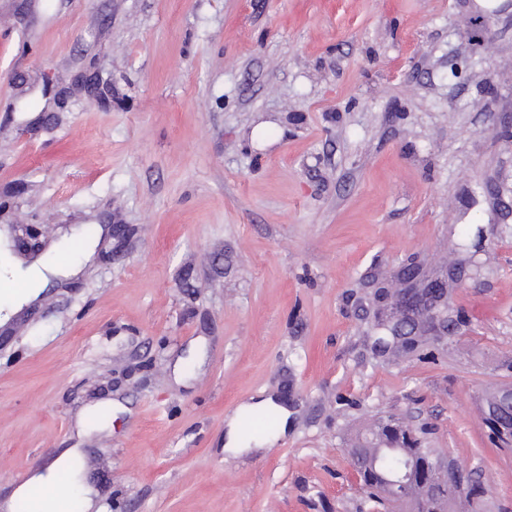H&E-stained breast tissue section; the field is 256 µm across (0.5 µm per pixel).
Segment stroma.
<instances>
[{
    "mask_svg": "<svg viewBox=\"0 0 512 512\" xmlns=\"http://www.w3.org/2000/svg\"><path fill=\"white\" fill-rule=\"evenodd\" d=\"M89 70L107 104L17 138ZM0 204L79 270L0 338V512L67 448L68 512H367L389 414L512 512V0H0ZM466 246L448 338L372 359L369 276ZM260 395L286 434L225 454ZM486 417L493 419L501 432H512V386L500 388L496 397L486 406ZM254 403L247 404L244 406H241L239 409V412L236 413L234 416L230 417L227 422V431H226V440L224 441V452L230 454V455H239L244 452H247L251 450L252 448H249V446H244L242 444L241 438H240V426L238 417L241 415V413L248 409L253 408H272L276 410L279 415L282 417V428L281 433H284L287 431L288 426V410L279 407L278 405L273 403L272 399H264V398H257Z\"/></svg>",
    "mask_w": 512,
    "mask_h": 512,
    "instance_id": "1",
    "label": "stroma"
}]
</instances>
